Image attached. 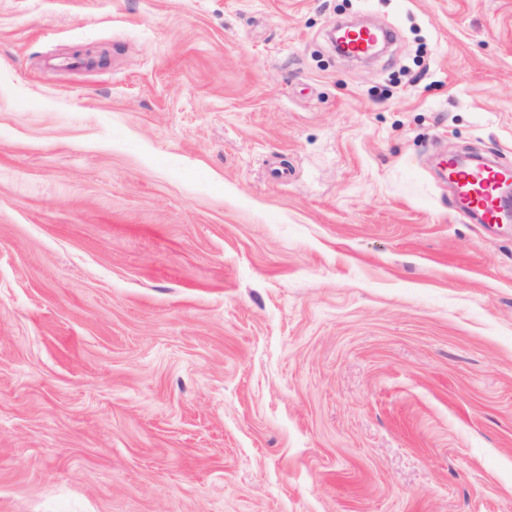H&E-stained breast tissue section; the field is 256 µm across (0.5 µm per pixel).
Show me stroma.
Returning <instances> with one entry per match:
<instances>
[{
	"instance_id": "stroma-1",
	"label": "stroma",
	"mask_w": 512,
	"mask_h": 512,
	"mask_svg": "<svg viewBox=\"0 0 512 512\" xmlns=\"http://www.w3.org/2000/svg\"><path fill=\"white\" fill-rule=\"evenodd\" d=\"M468 148L512 0H0V512H512ZM392 34L388 30L381 32H374L369 29L361 31H352L348 33V43L346 45V53L349 57L358 58L369 53L372 44L378 40L379 37L385 40H391Z\"/></svg>"
}]
</instances>
